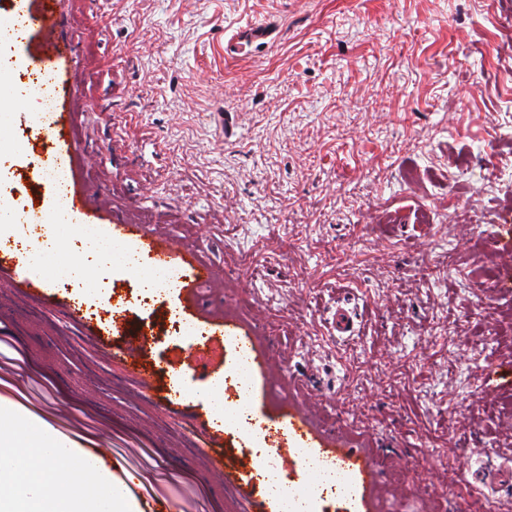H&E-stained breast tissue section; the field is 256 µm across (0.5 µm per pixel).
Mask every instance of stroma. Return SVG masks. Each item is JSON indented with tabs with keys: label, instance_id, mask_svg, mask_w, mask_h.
Masks as SVG:
<instances>
[{
	"label": "stroma",
	"instance_id": "35a3bbf8",
	"mask_svg": "<svg viewBox=\"0 0 512 512\" xmlns=\"http://www.w3.org/2000/svg\"><path fill=\"white\" fill-rule=\"evenodd\" d=\"M75 52L61 66L74 115L67 186L80 223L131 221L144 238L221 269L137 326L163 366L185 351L163 313L203 329L237 322L259 351L254 417L305 411L307 447L369 457L346 512H484L512 467V0H60ZM265 25L256 48L241 32ZM95 42L97 64L86 63ZM17 108L0 198L33 201L40 155ZM495 173L494 182L483 181ZM0 297V396L79 446L105 443L136 512H251L262 484L223 488L201 440L171 427L83 335L129 326L87 304L67 322ZM356 331L337 335V306ZM228 366L183 377V405Z\"/></svg>",
	"mask_w": 512,
	"mask_h": 512
}]
</instances>
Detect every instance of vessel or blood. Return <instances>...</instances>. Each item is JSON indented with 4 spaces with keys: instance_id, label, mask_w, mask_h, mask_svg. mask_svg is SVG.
<instances>
[{
    "instance_id": "obj_1",
    "label": "vessel or blood",
    "mask_w": 512,
    "mask_h": 512,
    "mask_svg": "<svg viewBox=\"0 0 512 512\" xmlns=\"http://www.w3.org/2000/svg\"><path fill=\"white\" fill-rule=\"evenodd\" d=\"M59 0H40L38 6L24 8L23 20L28 31L39 33L41 37L40 67L50 73H57L59 65L73 52L72 43L64 37L59 19ZM71 113L51 110L46 119L45 128L39 132V137L47 146L45 162L47 167L61 169L70 162L68 140L71 134ZM37 184L40 189L39 203L27 212L23 221L28 228V244L25 251L0 256V272L5 274L16 273L26 265L29 254L40 251L43 246V237L40 227L44 222V211L50 207L57 198L58 186L55 181L46 177H38ZM113 235L117 243L139 241L141 248L146 250L150 260V268H164L177 263L180 255L171 246L140 240L135 225L114 224ZM236 344L239 351L248 357L249 368H257L260 359L251 347L249 337L243 336L237 324L228 322L219 325L212 332L206 344L194 347L182 356L170 359L166 366L171 374L183 375L195 369L197 363L212 361L216 354L217 344L222 341ZM151 344V337L147 331H139L122 346L109 351L108 357L112 364L118 365L125 378L139 388L151 403L161 405L166 411L182 412L183 406L178 399L159 394L154 390L155 370L144 359V352ZM199 428L204 436L207 451L204 455L206 469L220 481H233L241 484L256 467L252 457H239L232 470H225L224 456L216 451L215 446L221 438L220 433L209 426L207 422H200ZM325 454L330 458L340 459L348 474L362 473L368 468V463L360 454L352 451H340L334 448L326 449Z\"/></svg>"
}]
</instances>
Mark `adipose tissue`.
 Here are the masks:
<instances>
[{
    "label": "adipose tissue",
    "mask_w": 512,
    "mask_h": 512,
    "mask_svg": "<svg viewBox=\"0 0 512 512\" xmlns=\"http://www.w3.org/2000/svg\"><path fill=\"white\" fill-rule=\"evenodd\" d=\"M73 225L72 215L57 212L46 227L42 250L30 256L28 269L77 284L79 298L104 303V278L130 271L138 264L137 256L102 232L81 234V248L72 252ZM17 414L14 404L0 402V512H134L127 485L112 479L96 456L45 420L36 417L21 424ZM64 461L73 463L74 481L60 488L55 501L42 500L40 486ZM304 469L313 477L305 488H285L280 474H269L267 489L277 512H307L312 493L336 482L335 472L320 468L315 460H307Z\"/></svg>",
    "instance_id": "ef3b65f1"
}]
</instances>
